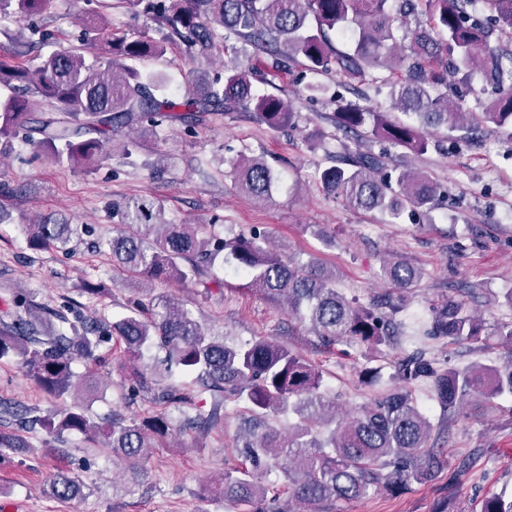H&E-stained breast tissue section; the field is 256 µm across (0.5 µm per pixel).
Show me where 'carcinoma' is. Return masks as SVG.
I'll use <instances>...</instances> for the list:
<instances>
[{"label":"carcinoma","instance_id":"cac0c4a2","mask_svg":"<svg viewBox=\"0 0 512 512\" xmlns=\"http://www.w3.org/2000/svg\"><path fill=\"white\" fill-rule=\"evenodd\" d=\"M55 0H0V17H36ZM126 12L150 19L161 33L115 38L108 33L105 10L112 0H83L85 32L79 44L61 47L33 65L22 51L0 49V146L14 140L38 148L53 164L90 169L110 157L130 159L140 152V138L165 122L202 123L213 114L252 112L273 131L297 132L308 148L324 144V133L307 131L288 97L260 93L257 73L234 61L224 77L189 71L193 93L168 91L169 80L137 66L162 56L178 41L189 59L210 61L219 31L234 38L232 50L246 59L262 56L269 72L293 65L317 75L335 73L348 80L388 89L405 121H389L381 111L343 96L335 98L337 129L375 138L390 147L416 153L427 150L428 133L441 125L460 131L466 141L480 123L491 124L512 139V0H119ZM489 11L488 23L479 8ZM410 39L409 53L398 40ZM481 62L485 79L502 91L484 112H459L448 95V70ZM385 153L347 157L323 168V191L358 209L379 210L393 219L409 212H430L441 195L428 174L407 168L392 177L381 173ZM237 188L266 203L276 176L263 157L232 163ZM119 217L108 242L113 260L124 269L156 281L197 280L215 264L231 270L279 304L288 315L309 324L327 347L339 343L376 349L401 333L406 291L423 277L421 269L396 259L382 266V277L395 287L368 305L348 299L338 288L336 270L303 262L265 247L266 232L231 237L198 224H172L160 201L130 197L112 203ZM31 250L65 248L79 235L69 219L47 217L25 225ZM484 321L465 299L446 297L434 304L422 329L428 339L449 338L468 346L481 341ZM115 338L124 344L134 395L149 393L161 404L191 400L179 388L160 386L168 366L192 376L201 392L219 400L210 413L187 419L207 432L224 418L227 402L243 405L244 427L235 448L239 466L224 470L220 495L248 509L268 512V505L288 495L296 512H324L336 499L401 490L434 476L439 458L431 448L433 423L414 389L429 388L448 413H466L495 397L512 399V358L449 367L420 353L397 363L398 383L351 414L336 415V397L323 387L318 369L290 348L263 337L238 342L202 326L191 312L166 298L128 302L118 319L86 323L37 304L21 290L8 299L0 316V360L14 359L22 373L62 401L47 416L27 409L18 413L0 405V418L22 427L40 426L58 441L80 436L101 443L131 464L143 449L155 447L172 422L160 414L128 421L100 419L88 396L98 381L75 372L79 358ZM165 351V366H139L144 352ZM85 398L66 402L74 390ZM275 467L282 481L265 482ZM60 500L79 495L80 486L60 473L52 484ZM481 512H512V495L483 500Z\"/></svg>","mask_w":512,"mask_h":512}]
</instances>
